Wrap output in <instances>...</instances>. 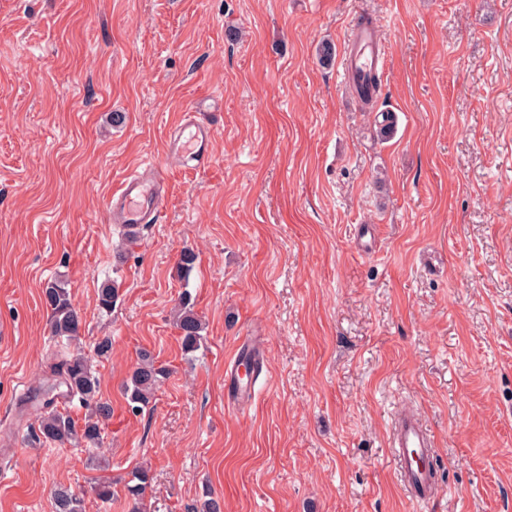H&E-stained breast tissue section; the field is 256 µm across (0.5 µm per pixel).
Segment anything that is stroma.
<instances>
[{
    "mask_svg": "<svg viewBox=\"0 0 512 512\" xmlns=\"http://www.w3.org/2000/svg\"><path fill=\"white\" fill-rule=\"evenodd\" d=\"M364 16L371 112L317 58ZM190 108L214 128L195 170L167 150ZM135 169L163 196L131 240L107 204ZM56 279L111 407L100 468L31 433L47 399L85 415L50 377ZM186 293L205 323L190 355L171 317ZM247 336L268 374L233 403ZM142 348L169 374L134 413ZM404 410L434 436L424 503L395 473ZM145 463L147 512H199L207 490L224 512H512V0H0V512H56L61 487L130 512ZM249 349L251 347H244ZM244 348L237 354L236 358L233 361L232 368L228 371L226 370L224 374V390L227 391L228 398H238V396L243 395V392L251 391V382L254 370L251 369L250 373L244 372L245 363L240 361V355ZM246 378V380L244 379ZM152 480L149 467L141 466L131 474V478L126 482V492L128 498L132 501L131 512H141L145 492Z\"/></svg>",
    "mask_w": 512,
    "mask_h": 512,
    "instance_id": "stroma-1",
    "label": "stroma"
}]
</instances>
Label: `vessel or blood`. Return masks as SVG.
I'll list each match as a JSON object with an SVG mask.
<instances>
[{
    "mask_svg": "<svg viewBox=\"0 0 512 512\" xmlns=\"http://www.w3.org/2000/svg\"><path fill=\"white\" fill-rule=\"evenodd\" d=\"M379 62L374 35L362 28H355L348 39L344 59L347 74H367L376 69ZM213 132V127L199 117L196 110H187L181 113L170 130L168 149L180 157L186 166H206L210 161L207 146ZM159 197L160 187L155 181L143 175H134L112 193L108 206L115 223L130 225L136 231L141 225L159 221ZM244 367V362L237 360L225 372L224 388L229 397L235 398L250 390L251 382L245 377ZM392 444L394 462L403 488L413 497H430L437 486V476L434 472V443L429 431L414 415L399 414L393 429Z\"/></svg>",
    "mask_w": 512,
    "mask_h": 512,
    "instance_id": "obj_1",
    "label": "vessel or blood"
}]
</instances>
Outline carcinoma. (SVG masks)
<instances>
[{"instance_id": "obj_1", "label": "carcinoma", "mask_w": 512, "mask_h": 512, "mask_svg": "<svg viewBox=\"0 0 512 512\" xmlns=\"http://www.w3.org/2000/svg\"><path fill=\"white\" fill-rule=\"evenodd\" d=\"M380 77L369 76L360 87V99L369 104L378 95ZM44 302L50 311V332L55 338L71 343L80 338L81 317L74 307L66 284L60 280L52 281L43 290ZM119 299V285L115 281H106L98 288V307L105 313H112ZM174 324L179 330L181 348L184 354L197 351L204 340V326L201 317L194 310V303L187 294L180 298L175 307ZM53 375L66 386L65 396L78 399L85 407L83 424L79 425L64 411L53 407V400L43 404V411L37 416L33 426V435L38 440L73 444L96 448L102 441L100 419L106 417L109 408L99 400V379L92 368V360L79 350L61 356L50 366ZM168 370L157 364L151 352L143 350L138 355L125 385L127 404L133 412L147 408L154 400L155 393L166 378ZM152 480L151 470L141 466L131 474L126 482V492L132 501L131 512H141L145 492ZM56 512H85L84 496L67 488L55 492Z\"/></svg>"}]
</instances>
